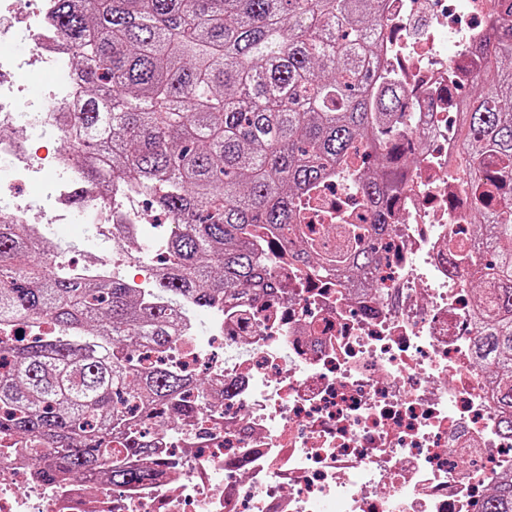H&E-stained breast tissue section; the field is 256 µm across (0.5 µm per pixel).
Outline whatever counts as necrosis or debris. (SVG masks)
Instances as JSON below:
<instances>
[{
    "label": "necrosis or debris",
    "mask_w": 512,
    "mask_h": 512,
    "mask_svg": "<svg viewBox=\"0 0 512 512\" xmlns=\"http://www.w3.org/2000/svg\"><path fill=\"white\" fill-rule=\"evenodd\" d=\"M495 0H384L388 25L379 73L412 98L409 134L425 133L387 218L379 283L351 287L278 264L273 293H248L184 320L170 350L147 363L205 371L220 391L212 405L154 430L155 455L133 459L150 481L114 488L98 473L35 479L8 438L0 452V512H477L512 474V437L493 405L490 370L472 353L474 294L466 266L448 262L469 233L470 197L457 180L458 115L448 98L477 63ZM20 0H0V214L56 228L86 218L73 250L81 271L126 273L150 292L157 268L134 274L99 244L97 221L157 227L139 196L109 198L85 187L75 214L71 187L81 171L64 151L33 148L17 134L21 112L54 133L46 100L71 105L74 59L42 6L17 24ZM27 42L25 53L12 43ZM50 60L56 83L32 94L8 75ZM32 191L19 204L14 189Z\"/></svg>",
    "instance_id": "4bbe7bcc"
}]
</instances>
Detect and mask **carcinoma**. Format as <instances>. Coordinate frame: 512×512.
Instances as JSON below:
<instances>
[{"instance_id": "1", "label": "carcinoma", "mask_w": 512, "mask_h": 512, "mask_svg": "<svg viewBox=\"0 0 512 512\" xmlns=\"http://www.w3.org/2000/svg\"><path fill=\"white\" fill-rule=\"evenodd\" d=\"M74 53L79 99L54 113L69 160L110 193L139 191L169 216L167 266L153 295L122 278L96 282L42 259L60 249L0 219V322L49 316L59 335L0 351V436L43 482L107 469L119 488L149 478L129 465L155 447L159 410L215 390L162 365L179 336L177 308L208 309L239 291L276 288L280 249L346 280L380 263L383 215L413 162L407 101L371 94L385 22L381 0H54ZM459 100L461 181L481 233L454 255L480 285L474 355L493 371L490 397L512 433V0L478 50ZM362 198L357 224L328 208L326 181ZM324 214L315 230L306 220ZM121 440L123 449L110 443ZM480 512H512L500 483Z\"/></svg>"}]
</instances>
